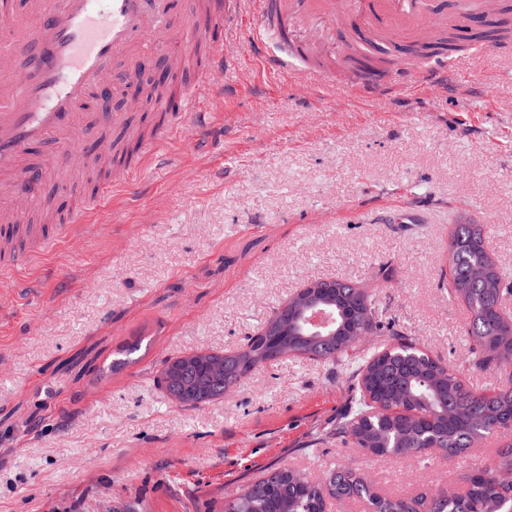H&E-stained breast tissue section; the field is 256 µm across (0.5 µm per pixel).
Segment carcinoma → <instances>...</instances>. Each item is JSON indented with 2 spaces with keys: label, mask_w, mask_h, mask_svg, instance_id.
Here are the masks:
<instances>
[{
  "label": "carcinoma",
  "mask_w": 512,
  "mask_h": 512,
  "mask_svg": "<svg viewBox=\"0 0 512 512\" xmlns=\"http://www.w3.org/2000/svg\"><path fill=\"white\" fill-rule=\"evenodd\" d=\"M429 36L407 53L421 58L433 53L467 49L450 29L427 25ZM512 35V11L497 10L480 23L472 40H498ZM380 64L402 66L401 58L350 57L355 70ZM449 273L444 287L448 297L468 310L467 333L475 365L498 371L497 359L512 354V316L503 312L505 297L512 296V281L487 250L484 225L459 220L448 242ZM484 269L473 281L469 271ZM317 298L330 305L336 318V336L323 339L293 326L291 304L278 308L266 321L288 323V329L261 328L241 347L224 355V378L243 383L262 364L283 358L343 362L348 366L352 398L346 415L336 423V439L363 448L377 457H401L408 448H440L450 460L462 459L477 439L512 433V374L486 388L465 384L460 370L431 356L425 344L396 331L388 333L380 348L359 363L353 362L359 335L377 329L373 300L358 285L343 279L323 282ZM167 390H185L182 405L198 408L224 397L213 386L206 356L192 353L167 359L157 376ZM512 471V442L492 459L470 463L465 490L450 499L442 489L430 495L387 498L378 495L364 475L339 467L325 476L307 480L288 466L270 469L261 481L245 487L224 503V512H331L330 505L361 499L371 512H512V485L499 474Z\"/></svg>",
  "instance_id": "carcinoma-1"
}]
</instances>
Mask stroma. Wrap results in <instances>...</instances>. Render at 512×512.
Segmentation results:
<instances>
[{
  "instance_id": "stroma-1",
  "label": "stroma",
  "mask_w": 512,
  "mask_h": 512,
  "mask_svg": "<svg viewBox=\"0 0 512 512\" xmlns=\"http://www.w3.org/2000/svg\"><path fill=\"white\" fill-rule=\"evenodd\" d=\"M224 41L204 133L132 172L73 236L0 275V512H224L282 464L344 465L383 496L462 488L441 454L374 457L331 430L351 398L342 366L287 358L186 408L158 389L165 359L235 351L313 278H344L374 315L483 388L465 311L440 286L457 219L484 224L512 277V55H453L435 86L360 96L263 69ZM138 359L79 376L134 337Z\"/></svg>"
}]
</instances>
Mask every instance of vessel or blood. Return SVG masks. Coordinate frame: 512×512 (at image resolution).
<instances>
[{
    "label": "vessel or blood",
    "mask_w": 512,
    "mask_h": 512,
    "mask_svg": "<svg viewBox=\"0 0 512 512\" xmlns=\"http://www.w3.org/2000/svg\"><path fill=\"white\" fill-rule=\"evenodd\" d=\"M256 16L250 47L263 67L298 70L310 56L336 54L311 41L304 18L321 13L339 22L357 50L369 47L370 32L410 39L422 22L468 25L487 12V0H253ZM241 0H5L0 5V273L10 274L35 254L85 223L88 211L112 193L111 182L95 187L84 208L65 223L22 233L27 213L50 210L52 184L65 175L94 170L118 151L110 133L127 128L128 115L112 109V95L138 81L144 68L169 79L173 53L182 44L202 46L197 74L181 88V104L170 122L140 143L144 161L162 163L177 130L201 129L210 77L224 66V36L237 30ZM447 56L422 58L415 71L371 74L358 90L366 96L395 84L425 87L447 72ZM96 99V112L82 107Z\"/></svg>",
    "instance_id": "b4317fda"
}]
</instances>
